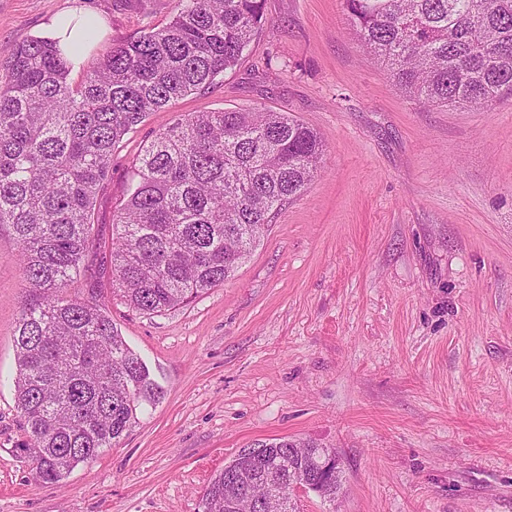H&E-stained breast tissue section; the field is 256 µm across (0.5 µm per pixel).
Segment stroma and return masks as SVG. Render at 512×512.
I'll list each match as a JSON object with an SVG mask.
<instances>
[{"instance_id": "stroma-1", "label": "stroma", "mask_w": 512, "mask_h": 512, "mask_svg": "<svg viewBox=\"0 0 512 512\" xmlns=\"http://www.w3.org/2000/svg\"><path fill=\"white\" fill-rule=\"evenodd\" d=\"M177 3L0 0V45L90 11L93 61ZM265 14L232 70L116 146L94 253L141 148L186 113H291L324 137L326 161L223 286L159 315L112 301L164 396L61 485L37 482L14 451L24 281L0 232V512H201L242 448L282 437L335 449L343 467L337 502L300 489V512H512V98L480 110L410 99L342 0H265Z\"/></svg>"}]
</instances>
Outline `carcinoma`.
<instances>
[{
    "label": "carcinoma",
    "instance_id": "1",
    "mask_svg": "<svg viewBox=\"0 0 512 512\" xmlns=\"http://www.w3.org/2000/svg\"><path fill=\"white\" fill-rule=\"evenodd\" d=\"M363 46L410 98L450 109L512 97V0H343ZM267 22L264 0H179L166 25L113 47L79 84L56 42L5 49L0 85V230L19 248L26 299L13 387L36 480L61 485L163 396L112 323L110 296L145 314L224 285L271 213L324 162L321 135L286 112H193L146 143L112 221L111 295L86 263L112 152L153 112L209 88ZM210 482L202 512H299L289 481L333 502L342 467L313 441L252 444Z\"/></svg>",
    "mask_w": 512,
    "mask_h": 512
}]
</instances>
